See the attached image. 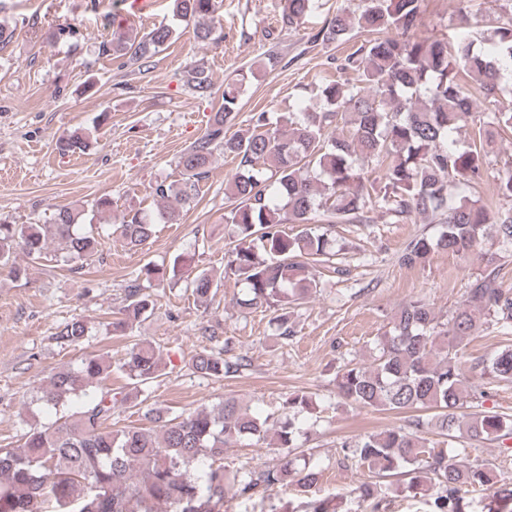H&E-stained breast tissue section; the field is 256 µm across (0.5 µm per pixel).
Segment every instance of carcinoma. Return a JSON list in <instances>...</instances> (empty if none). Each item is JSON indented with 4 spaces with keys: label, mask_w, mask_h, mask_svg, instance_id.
<instances>
[{
    "label": "carcinoma",
    "mask_w": 512,
    "mask_h": 512,
    "mask_svg": "<svg viewBox=\"0 0 512 512\" xmlns=\"http://www.w3.org/2000/svg\"><path fill=\"white\" fill-rule=\"evenodd\" d=\"M423 0H362L352 10L337 9L316 34L324 44H342L353 32L363 42L348 53L340 69L360 73L362 85L350 87L339 78L323 77L316 107L298 112L260 113L251 127L226 137V123L239 111L240 91L247 75L224 88V104L209 119L204 133L178 157L181 179L160 182L155 196L167 201L154 210L126 207L116 231L125 245L141 249L159 224H179L183 211L199 195L216 151L239 159L225 183L229 201L224 223L233 234L224 247V272L236 276L244 309L275 312L279 335L291 333V308L320 289L309 277L311 262L335 255L327 231L311 224L318 210L330 224L363 220L364 209L377 207L398 218L430 215L438 234L416 235L404 243L397 261L421 266L436 251L469 256L488 243L486 269L466 289L464 299L447 319H439L428 298L405 302L377 337L369 363L353 357L336 370V394L343 400L376 411L404 415L403 423L343 443L346 456L377 472L382 480L360 483L335 498H316L312 488L321 470L313 455L297 453L304 435L299 416L314 414L312 396L292 393L275 423L260 418L235 397L212 410H196L164 419L155 427L112 428V391L100 393L68 416L36 424L17 448H0V512H224V503L239 497L271 498L277 488L292 489L300 502L279 498L270 512H382L392 494L422 497L429 512H512V479L479 461L464 463L456 448L459 438H512V415L481 409L484 392L471 379L512 382V348L488 359L463 360V342L481 325L507 335L512 332V289L499 282L498 261L512 253V166L499 177L498 197L509 207L488 205L464 195L484 176L485 157L493 137L512 132V109L485 112L478 140L463 149L451 135L467 124L473 92L486 98L503 93L512 75V15L498 20L486 40L460 33L452 39L416 36ZM317 0H287L285 23L295 30L316 8ZM176 20L193 23L198 39L212 34L215 0H172ZM176 34L160 24L140 36L116 24L105 51L131 64L168 47ZM186 83L200 99L210 96L211 79L197 66ZM92 131L57 140L62 155L83 153ZM382 171L379 186L367 183L364 170ZM83 213L60 209L49 224L0 222V265L14 277L24 270L15 254L31 260L54 244L61 261L79 269L98 251L95 227L81 223ZM288 222L300 227L289 235ZM186 259L169 265L143 267L137 279L158 285L182 277ZM221 278L202 272L189 281L202 303L219 288ZM152 294L139 282L128 286L122 317L109 324L111 336H127L133 323L151 316ZM90 327L84 320L66 323L56 339L79 347ZM202 377H230L242 359L221 352H201L191 363ZM120 368L133 389L161 376L162 359L150 344L135 342ZM112 374V361L88 356L73 368L54 372L37 391L35 401L54 410L85 394ZM434 431L441 447L428 445L423 434ZM249 442L257 448H285L276 464L230 469L224 450ZM483 492L480 498L473 493Z\"/></svg>",
    "instance_id": "1"
}]
</instances>
